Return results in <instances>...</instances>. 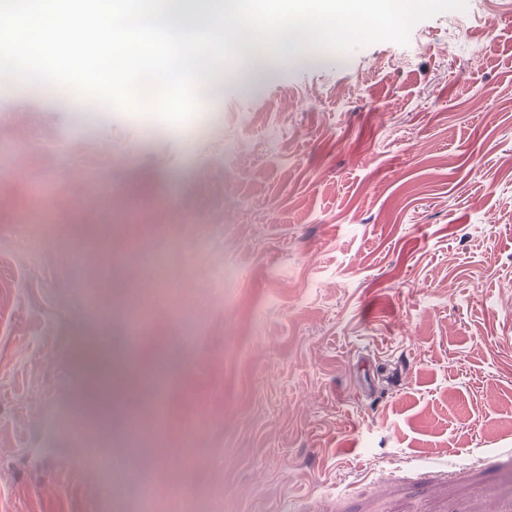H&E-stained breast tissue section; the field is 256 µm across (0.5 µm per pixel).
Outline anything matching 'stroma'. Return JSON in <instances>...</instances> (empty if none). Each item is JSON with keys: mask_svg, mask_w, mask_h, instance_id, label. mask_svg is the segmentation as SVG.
<instances>
[{"mask_svg": "<svg viewBox=\"0 0 512 512\" xmlns=\"http://www.w3.org/2000/svg\"><path fill=\"white\" fill-rule=\"evenodd\" d=\"M92 236L160 259L102 276ZM129 296L170 363L155 512H512V0H433L180 124L0 81V512H109L52 461L107 445L58 398L89 305Z\"/></svg>", "mask_w": 512, "mask_h": 512, "instance_id": "1", "label": "stroma"}]
</instances>
